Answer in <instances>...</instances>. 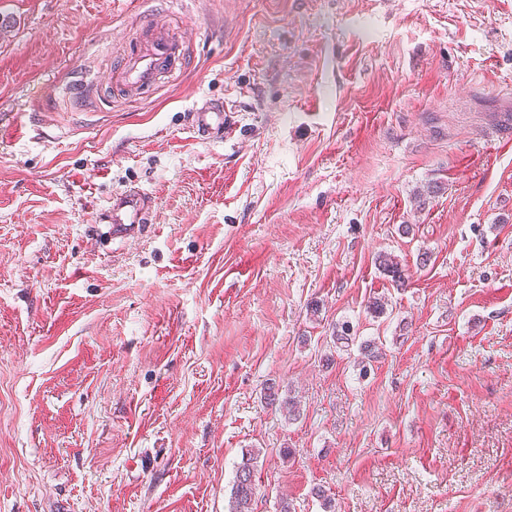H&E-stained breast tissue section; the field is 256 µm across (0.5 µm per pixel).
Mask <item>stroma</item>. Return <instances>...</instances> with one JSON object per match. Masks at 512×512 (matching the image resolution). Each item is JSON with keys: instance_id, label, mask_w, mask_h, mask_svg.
<instances>
[{"instance_id": "obj_1", "label": "stroma", "mask_w": 512, "mask_h": 512, "mask_svg": "<svg viewBox=\"0 0 512 512\" xmlns=\"http://www.w3.org/2000/svg\"><path fill=\"white\" fill-rule=\"evenodd\" d=\"M155 15L185 62L120 97ZM2 18L0 512H227L251 448L252 512H324L317 487L335 512H512V146L488 134L512 113V0ZM204 99L231 111L223 141L192 131ZM134 189L149 233L94 238Z\"/></svg>"}]
</instances>
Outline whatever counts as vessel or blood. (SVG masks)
I'll list each match as a JSON object with an SVG mask.
<instances>
[{
  "mask_svg": "<svg viewBox=\"0 0 512 512\" xmlns=\"http://www.w3.org/2000/svg\"><path fill=\"white\" fill-rule=\"evenodd\" d=\"M148 32L143 43L124 59L116 73L120 88L143 92L155 86L165 73L178 69L185 58L182 39L162 30L154 19H146ZM226 113L220 102L207 101L194 113L193 128L198 134L219 140L224 135ZM150 197L141 193H122L112 199L104 226L110 240L123 242L144 235L151 224Z\"/></svg>",
  "mask_w": 512,
  "mask_h": 512,
  "instance_id": "b4317fda",
  "label": "vessel or blood"
}]
</instances>
